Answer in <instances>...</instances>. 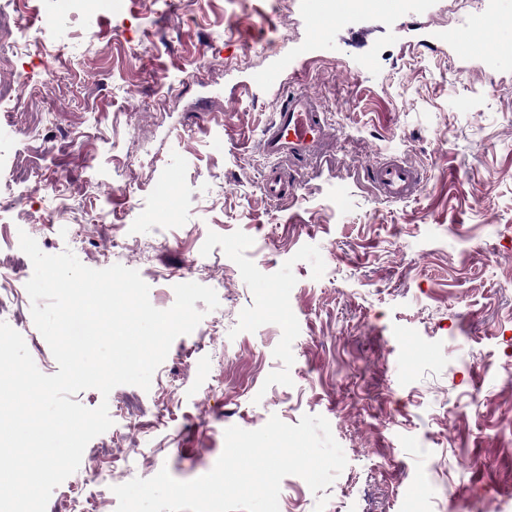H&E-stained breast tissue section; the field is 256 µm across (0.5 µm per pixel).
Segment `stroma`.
<instances>
[{"label":"stroma","instance_id":"obj_1","mask_svg":"<svg viewBox=\"0 0 512 512\" xmlns=\"http://www.w3.org/2000/svg\"><path fill=\"white\" fill-rule=\"evenodd\" d=\"M0 6L27 35L0 40V84L20 71L37 90L0 102V274L31 278L24 232L44 253L138 271L156 308L189 281L219 299L196 301L201 322L150 389L76 395L113 421L67 479L96 512L134 478L208 473L228 427L306 414L329 421L347 465L317 492L285 477L279 512H512V57L498 54L512 28L420 46L477 0L400 27L359 20V40L294 0ZM282 63L337 138L273 201L256 144L278 101L240 86ZM386 156L421 168L416 196L370 185ZM23 169L67 184L65 217ZM0 322L57 372L29 295L1 301Z\"/></svg>","mask_w":512,"mask_h":512}]
</instances>
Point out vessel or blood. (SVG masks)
<instances>
[{
  "mask_svg": "<svg viewBox=\"0 0 512 512\" xmlns=\"http://www.w3.org/2000/svg\"><path fill=\"white\" fill-rule=\"evenodd\" d=\"M319 2L340 24L348 23L358 14V0ZM510 25L512 15L500 10L499 0H482L480 8L463 24L460 31L451 33L444 29H432L425 32L421 44L436 48L457 41L473 31L493 35ZM287 83V69L273 68L255 74L246 89L253 95L263 90L279 92L277 112L274 119L262 129L259 148L268 158L279 160L280 163L285 160L293 165L314 159L321 143L331 138L333 132L313 98L302 92L289 91ZM367 176L379 193L389 199L410 197L421 181V174L416 167L398 159L370 166ZM294 185L287 168L280 166L267 175L264 191L269 198L277 199Z\"/></svg>",
  "mask_w": 512,
  "mask_h": 512,
  "instance_id": "vessel-or-blood-1",
  "label": "vessel or blood"
}]
</instances>
